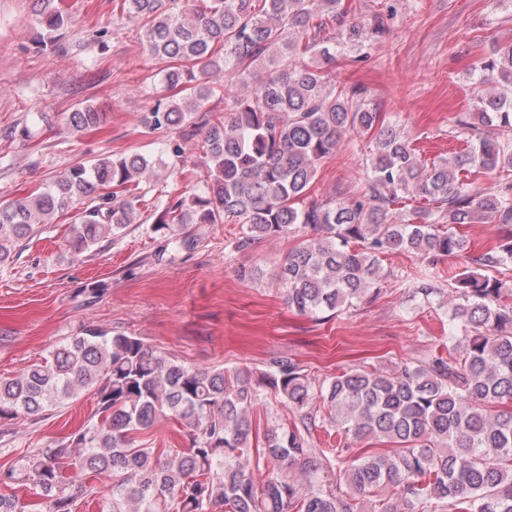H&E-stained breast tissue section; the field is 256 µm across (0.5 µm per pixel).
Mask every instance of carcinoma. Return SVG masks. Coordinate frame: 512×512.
Returning a JSON list of instances; mask_svg holds the SVG:
<instances>
[{
  "mask_svg": "<svg viewBox=\"0 0 512 512\" xmlns=\"http://www.w3.org/2000/svg\"><path fill=\"white\" fill-rule=\"evenodd\" d=\"M36 43L63 49L70 15L41 0ZM141 21L140 41L166 63L162 81L188 101H159L143 116L150 132L203 128L193 115L209 97L201 78L224 64L226 117L211 122L202 145L199 193L168 202L155 231L172 224L240 225L231 242L248 252L264 238L296 232L302 241L275 279L301 315L342 314L375 299L382 260L393 252L428 266L402 276L416 307L448 296V356L352 369L318 379L286 355L253 384L242 369L199 368L168 359L140 336L85 327L41 362L0 377V419L37 422L82 393L92 416L42 448L12 449L0 466V512H73L95 497L98 512H512V288L497 277L512 265V41L477 66L474 111L455 117L467 143L453 158L420 159L404 128L362 97L336 86L325 67L353 44L368 56L383 18L342 29L352 0H120ZM252 85L247 93L238 86ZM105 113L79 103L64 124L74 133L101 126ZM369 135L365 192L315 200L321 165L348 135ZM155 161L140 153L97 155L71 165L48 189L0 203V262L56 214L78 210L69 246L80 253L134 223ZM498 174L490 186L482 176ZM421 198L422 206L407 202ZM482 220L498 228L495 245L470 250L459 228ZM465 256L448 278L438 265ZM274 391L299 421L273 427L252 446L251 411L259 387ZM345 437L342 448L315 445V409ZM185 428L186 448L139 441L160 419ZM378 439L387 453L348 455ZM264 472L259 484L244 460ZM334 479L301 482L297 463ZM97 479L102 490L87 484ZM21 486L30 498L14 492Z\"/></svg>",
  "mask_w": 512,
  "mask_h": 512,
  "instance_id": "carcinoma-1",
  "label": "carcinoma"
}]
</instances>
